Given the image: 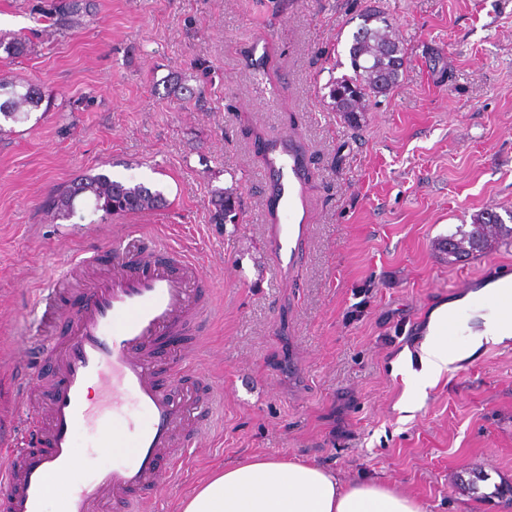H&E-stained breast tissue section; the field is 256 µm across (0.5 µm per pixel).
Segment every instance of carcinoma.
I'll list each match as a JSON object with an SVG mask.
<instances>
[{"label":"carcinoma","instance_id":"cac0c4a2","mask_svg":"<svg viewBox=\"0 0 512 512\" xmlns=\"http://www.w3.org/2000/svg\"><path fill=\"white\" fill-rule=\"evenodd\" d=\"M80 12L81 0H54L43 18L63 33L74 27ZM29 48L30 44L18 37L7 41L0 37V51L8 59L26 54ZM348 54L351 72L328 82V106L349 126L358 128L371 102L388 95L398 82L405 52L387 21L375 12H366L353 34ZM45 97L46 92L36 86L0 81V119L19 123L40 107ZM83 195L94 200V211L102 213L104 219L152 211L166 204L159 191L153 192L141 184L125 186L100 173L56 187L44 206L53 217L70 219L75 213V200ZM211 205L210 223H232L239 216L241 197L234 187L216 189L212 192ZM493 243H512V226L496 211L487 209L474 217L470 229L458 225L444 239L443 250L448 262L457 263L483 253Z\"/></svg>","mask_w":512,"mask_h":512}]
</instances>
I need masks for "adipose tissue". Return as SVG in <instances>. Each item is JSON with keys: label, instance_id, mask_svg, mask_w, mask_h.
<instances>
[{"label": "adipose tissue", "instance_id": "adipose-tissue-1", "mask_svg": "<svg viewBox=\"0 0 512 512\" xmlns=\"http://www.w3.org/2000/svg\"><path fill=\"white\" fill-rule=\"evenodd\" d=\"M487 288L434 308L419 344L420 368L411 375L405 410H413L416 396L425 394L451 365L472 358L487 344H512V323L502 321L494 310L485 309ZM472 307L481 312V326L467 332L461 346L448 343L451 331L461 323L451 314ZM178 512H422L414 499L376 482H343L336 473L305 460H284L252 455L225 464L199 481L184 496Z\"/></svg>", "mask_w": 512, "mask_h": 512}]
</instances>
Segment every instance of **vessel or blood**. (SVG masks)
Returning a JSON list of instances; mask_svg holds the SVG:
<instances>
[{"mask_svg": "<svg viewBox=\"0 0 512 512\" xmlns=\"http://www.w3.org/2000/svg\"><path fill=\"white\" fill-rule=\"evenodd\" d=\"M268 165L277 175L279 209L270 245L290 267L307 233L304 179L285 139H277ZM113 247V269L89 287L69 336L0 347V365L21 360L32 368L28 387L41 384V365L53 363L57 371L42 410L31 411L21 392L0 412V440L10 458L0 469V512H41L51 481L76 468L75 431L94 416L90 388L115 405L132 395L141 417L97 425L99 444L127 454L73 484L66 512H142L143 491L168 476L163 463L182 458L183 448L202 432L193 414L214 409V397L190 390L177 396L159 379L160 341L193 330L209 312L214 290L200 264L151 235L122 236Z\"/></svg>", "mask_w": 512, "mask_h": 512, "instance_id": "obj_1", "label": "vessel or blood"}]
</instances>
